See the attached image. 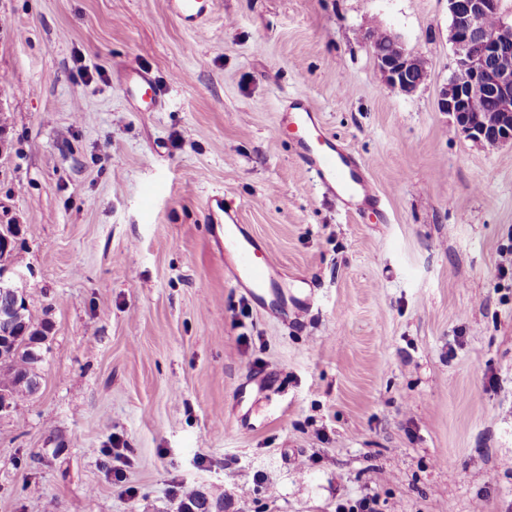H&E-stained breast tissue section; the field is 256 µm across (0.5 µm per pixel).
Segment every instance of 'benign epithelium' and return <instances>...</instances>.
<instances>
[{
	"label": "benign epithelium",
	"instance_id": "obj_1",
	"mask_svg": "<svg viewBox=\"0 0 512 512\" xmlns=\"http://www.w3.org/2000/svg\"><path fill=\"white\" fill-rule=\"evenodd\" d=\"M501 0H448V41L455 55L453 71L468 74L463 85L448 78L440 89L438 109L452 114L461 131L471 140L489 147L512 145V24L503 21L488 28L485 20L500 16ZM396 46L393 54L374 52L378 73L391 88L410 95L427 75V60L406 48L401 37L386 31ZM499 113L491 125L484 117V103ZM12 235L0 238V298L11 301L0 307V335L7 336L17 324L21 308L28 305L23 266L10 263L8 251L19 237L22 225H11Z\"/></svg>",
	"mask_w": 512,
	"mask_h": 512
}]
</instances>
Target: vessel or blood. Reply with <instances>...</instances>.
I'll list each match as a JSON object with an SVG mask.
<instances>
[{
    "mask_svg": "<svg viewBox=\"0 0 512 512\" xmlns=\"http://www.w3.org/2000/svg\"><path fill=\"white\" fill-rule=\"evenodd\" d=\"M172 13L184 25L197 29L208 19L213 0H169ZM127 97L141 112H159L165 106L156 79L135 65L124 72ZM278 130L295 144L301 165L313 173L318 184L349 211L379 203L375 185L363 175L357 161L342 151L333 139L324 135L316 109L304 97L297 96L280 112ZM208 219L224 227V264L237 286L259 301L275 298L308 306L305 296L290 292L278 278L277 267L266 247L245 233L238 214L228 208L220 194L210 196Z\"/></svg>",
    "mask_w": 512,
    "mask_h": 512,
    "instance_id": "vessel-or-blood-1",
    "label": "vessel or blood"
}]
</instances>
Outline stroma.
Listing matches in <instances>:
<instances>
[{
	"mask_svg": "<svg viewBox=\"0 0 512 512\" xmlns=\"http://www.w3.org/2000/svg\"><path fill=\"white\" fill-rule=\"evenodd\" d=\"M424 54L411 95L362 34ZM448 0H0V224L51 324L38 394L0 418V512H512V146L437 100ZM166 106L138 112L126 65ZM292 96L379 191L316 190L276 130ZM223 193L307 310L224 273ZM169 4L176 18L195 30L201 28L208 19L213 0H170ZM224 501L222 499H212L206 493L199 490H192L183 495L178 508L179 512H222V507H217V504ZM215 508H217L216 511Z\"/></svg>",
	"mask_w": 512,
	"mask_h": 512,
	"instance_id": "stroma-1",
	"label": "stroma"
}]
</instances>
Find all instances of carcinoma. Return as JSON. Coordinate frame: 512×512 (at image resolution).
<instances>
[{"mask_svg": "<svg viewBox=\"0 0 512 512\" xmlns=\"http://www.w3.org/2000/svg\"><path fill=\"white\" fill-rule=\"evenodd\" d=\"M23 313L22 323L10 336L13 356L0 363V392L8 395L15 409L28 401L32 384L40 382L41 354L45 331L49 330L48 322L39 318L30 307H25ZM218 503L219 500L194 489L183 495L178 512H214Z\"/></svg>", "mask_w": 512, "mask_h": 512, "instance_id": "carcinoma-1", "label": "carcinoma"}]
</instances>
